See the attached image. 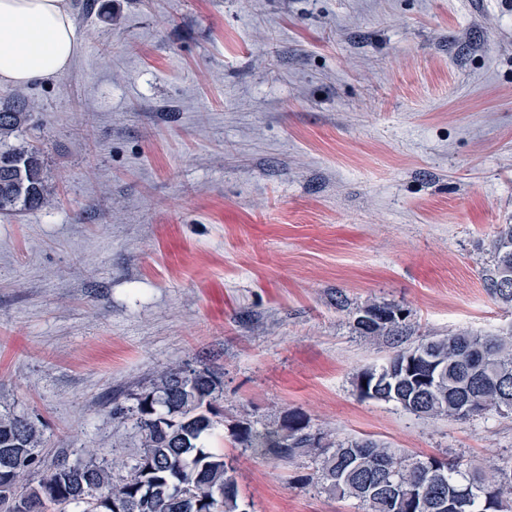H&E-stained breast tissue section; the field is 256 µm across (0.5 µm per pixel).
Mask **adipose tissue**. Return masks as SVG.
Returning <instances> with one entry per match:
<instances>
[{
  "instance_id": "obj_1",
  "label": "adipose tissue",
  "mask_w": 512,
  "mask_h": 512,
  "mask_svg": "<svg viewBox=\"0 0 512 512\" xmlns=\"http://www.w3.org/2000/svg\"><path fill=\"white\" fill-rule=\"evenodd\" d=\"M78 50L68 0H0V85L58 78Z\"/></svg>"
}]
</instances>
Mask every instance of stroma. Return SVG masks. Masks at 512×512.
<instances>
[{
  "mask_svg": "<svg viewBox=\"0 0 512 512\" xmlns=\"http://www.w3.org/2000/svg\"><path fill=\"white\" fill-rule=\"evenodd\" d=\"M69 0L32 112L49 202L0 214V413L46 462L131 460L162 370L223 381L205 440L242 512H362L233 440L300 412L336 437L481 464L512 413L425 419L357 376L433 336L512 326L483 287L512 224V0ZM344 296L347 308L336 306ZM410 312L371 340L353 309Z\"/></svg>",
  "mask_w": 512,
  "mask_h": 512,
  "instance_id": "stroma-1",
  "label": "stroma"
}]
</instances>
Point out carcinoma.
<instances>
[{
  "label": "carcinoma",
  "instance_id": "1",
  "mask_svg": "<svg viewBox=\"0 0 512 512\" xmlns=\"http://www.w3.org/2000/svg\"><path fill=\"white\" fill-rule=\"evenodd\" d=\"M31 113L21 95L0 102V213L36 210L47 203L43 150L14 145ZM492 267L483 287L497 303L512 307V224L492 243ZM410 312L389 303L356 310L363 336L398 337ZM222 381L209 370L169 368L129 407L112 415L133 422L141 438L132 463L45 468L41 435L27 419L0 414V512H239L237 481L224 455L205 449L204 439L223 418L215 406ZM365 398L393 402L418 417L470 420L487 411L512 413V328L497 334L462 330L400 349L380 367L358 375ZM235 442L257 456L291 463L319 460L309 481L338 499L352 498L362 512H453L470 499L469 512H512V458L468 465L435 456L405 457L389 444L362 437L338 439L313 428L299 412L276 427L237 425Z\"/></svg>",
  "mask_w": 512,
  "mask_h": 512
}]
</instances>
